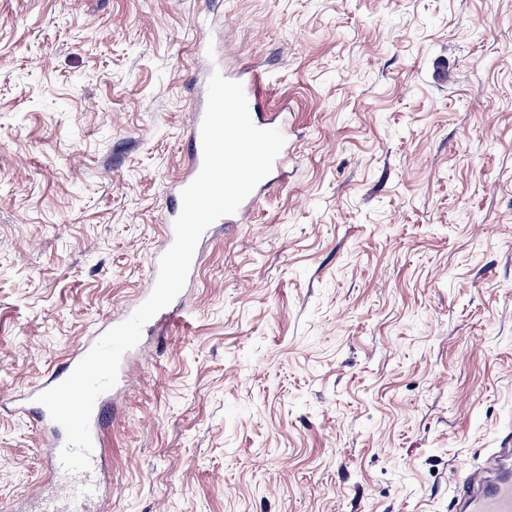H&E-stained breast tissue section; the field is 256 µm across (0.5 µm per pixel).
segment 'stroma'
<instances>
[{
    "label": "stroma",
    "instance_id": "35a3bbf8",
    "mask_svg": "<svg viewBox=\"0 0 512 512\" xmlns=\"http://www.w3.org/2000/svg\"><path fill=\"white\" fill-rule=\"evenodd\" d=\"M202 40L295 148L144 337L112 512H453L512 430V0H0V392L147 287ZM42 446L0 409V512Z\"/></svg>",
    "mask_w": 512,
    "mask_h": 512
}]
</instances>
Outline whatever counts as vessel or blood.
Instances as JSON below:
<instances>
[{
    "mask_svg": "<svg viewBox=\"0 0 512 512\" xmlns=\"http://www.w3.org/2000/svg\"><path fill=\"white\" fill-rule=\"evenodd\" d=\"M234 79L242 84L247 103L253 109V124L265 130L287 132L288 126L280 114L260 115L255 111L264 79L262 72L238 73ZM206 103V98L201 97L191 105L186 127L187 165L167 188L170 204L162 217L159 254L165 253L174 242L173 225L182 210L181 193L197 177L202 166L201 126ZM102 335V330L98 329L84 338L69 355L63 370L50 372L38 385L14 391L0 399L1 409L33 416L43 431L45 483L36 495L33 512H106L105 496L112 486V475L103 456L101 437L112 416L113 391H105L95 401L90 420L93 443L90 467L76 473L67 471L60 460V452L66 443L63 427L51 419L46 407L37 400L40 393L65 380ZM456 499L460 512H512V437L502 441L480 463L459 473Z\"/></svg>",
    "mask_w": 512,
    "mask_h": 512,
    "instance_id": "vessel-or-blood-1",
    "label": "vessel or blood"
}]
</instances>
